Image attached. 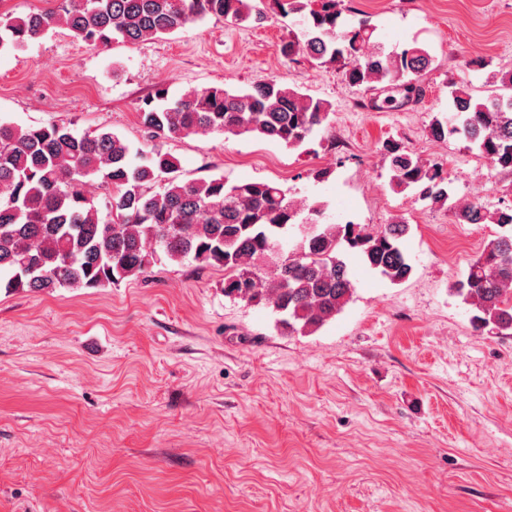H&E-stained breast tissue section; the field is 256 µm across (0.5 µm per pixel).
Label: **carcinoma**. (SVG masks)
Instances as JSON below:
<instances>
[{
    "mask_svg": "<svg viewBox=\"0 0 512 512\" xmlns=\"http://www.w3.org/2000/svg\"><path fill=\"white\" fill-rule=\"evenodd\" d=\"M297 15L304 39L282 53L316 66H334L353 86L388 84L409 98L421 89L406 81L432 63L429 52L406 46L387 52L367 20L347 27L343 0H57L52 11L0 20V53L17 50L54 27L90 45L137 44L168 36L207 16L262 23L267 12ZM497 93H451L453 120L435 118L429 136H461L494 168L512 170V72ZM142 124L155 135H248L300 148L329 117V104L296 85L258 81L247 89H188L173 101L166 88L142 99ZM395 185L429 206L450 197L442 164L388 140ZM177 161L161 148L133 150L110 131L76 135L67 127L22 129L0 124V285L8 291L100 288L146 272L160 255L224 268V296L270 305L290 333H307L350 302V256L393 284L413 266L402 247L409 224L400 218L371 226L327 221L326 205L295 201L269 182L229 184L222 177L180 181ZM111 188V219L99 216L87 183ZM461 224L512 227V207L488 210L477 201L454 206ZM283 253L271 261V248ZM455 293L473 310L477 329L512 331V234L490 240Z\"/></svg>",
    "mask_w": 512,
    "mask_h": 512,
    "instance_id": "carcinoma-1",
    "label": "carcinoma"
}]
</instances>
